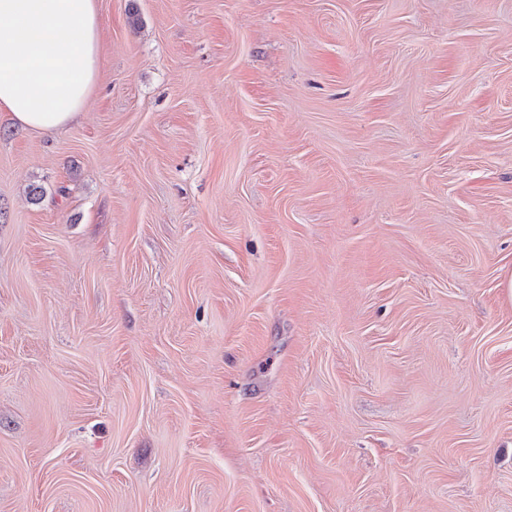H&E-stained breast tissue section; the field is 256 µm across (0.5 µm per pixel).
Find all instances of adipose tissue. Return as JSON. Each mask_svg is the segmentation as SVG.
I'll list each match as a JSON object with an SVG mask.
<instances>
[{
	"label": "adipose tissue",
	"instance_id": "adipose-tissue-1",
	"mask_svg": "<svg viewBox=\"0 0 512 512\" xmlns=\"http://www.w3.org/2000/svg\"><path fill=\"white\" fill-rule=\"evenodd\" d=\"M98 0H0V112L32 134L83 113L100 66Z\"/></svg>",
	"mask_w": 512,
	"mask_h": 512
}]
</instances>
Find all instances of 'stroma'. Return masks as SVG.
<instances>
[{
    "label": "stroma",
    "mask_w": 512,
    "mask_h": 512,
    "mask_svg": "<svg viewBox=\"0 0 512 512\" xmlns=\"http://www.w3.org/2000/svg\"><path fill=\"white\" fill-rule=\"evenodd\" d=\"M0 112V512H512V0H99ZM98 0H0V112L32 134L83 113L100 66Z\"/></svg>",
    "instance_id": "1"
}]
</instances>
